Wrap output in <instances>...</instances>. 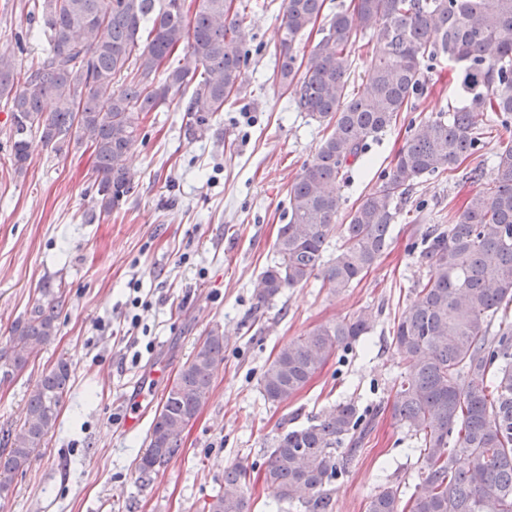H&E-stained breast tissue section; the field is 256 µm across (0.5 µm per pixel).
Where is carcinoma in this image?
Masks as SVG:
<instances>
[{
    "label": "carcinoma",
    "mask_w": 512,
    "mask_h": 512,
    "mask_svg": "<svg viewBox=\"0 0 512 512\" xmlns=\"http://www.w3.org/2000/svg\"><path fill=\"white\" fill-rule=\"evenodd\" d=\"M234 0H40L45 56L25 70L0 56V101L10 112L11 161L29 160L28 136L59 153L70 145L92 150L96 205L109 213L132 189L127 157L143 115L157 112L171 91L202 71L187 101L188 131L241 94L247 60L246 13ZM352 11L326 18L321 38L298 60L294 44L322 16L325 0H287L277 76L297 111L324 126L325 135L288 192L286 223L263 269L257 299L310 278L340 295L359 283L390 247L391 225L414 186L455 165L482 157L486 129L512 118V0H351ZM380 44L366 87L349 89L350 46L358 37ZM181 52L177 65L168 64ZM448 58L465 104L430 118L406 140L381 182L342 225L336 256L324 262L336 233V183L361 161L368 141L396 125L423 94L421 61ZM50 99L54 110L44 111ZM493 186L467 196L446 224L415 229L426 279L410 289L411 303L393 324L391 346L406 372L394 382V416L414 433L418 483L409 497L387 486L366 512H483L497 504L512 512V140L495 152ZM61 294L45 289L10 343L12 370L57 335ZM369 331L361 313L318 324L281 345L263 370V398L282 403L305 388L337 351ZM224 361V331L210 328L166 388L140 458L145 477L182 447V433L209 398ZM70 364L61 359L31 391L16 429L0 432V499L30 465L54 429L69 390ZM371 419L349 401L305 426L278 433L261 477L281 499L308 512H331L332 485L366 438ZM250 472L233 465L203 512H247Z\"/></svg>",
    "instance_id": "1"
}]
</instances>
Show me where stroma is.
Listing matches in <instances>:
<instances>
[{
    "label": "stroma",
    "instance_id": "obj_1",
    "mask_svg": "<svg viewBox=\"0 0 512 512\" xmlns=\"http://www.w3.org/2000/svg\"><path fill=\"white\" fill-rule=\"evenodd\" d=\"M32 5L0 0V54L22 68L47 48ZM285 10L286 0H248L243 98L225 105L201 135L185 133L184 96L147 113L129 157L133 189L109 213L92 201L89 149L59 155L35 135L26 171L15 173L0 104V366L11 359L15 323L29 316L43 288L62 293L54 341L23 370L0 378V430L21 424L30 392L59 358L71 365L56 428L15 475L0 512H203L233 465L253 476L250 512H305L280 501L260 476L272 439L349 399L379 415L333 485V512H366L386 483H413V441L392 415L393 383L405 366L390 341L414 281L429 267L408 244L417 225L437 223L492 184L494 153L512 139V122L487 135L480 178L462 168L414 187L387 254L354 288L336 295L313 278L259 304L254 284L273 258L288 191L324 134L289 108L276 74ZM422 72L425 91L414 110L402 113L338 183L337 223L377 185L422 122L461 105L447 59L424 61ZM136 296L142 304L135 308ZM360 311L369 314L370 330L352 351L330 357L288 402L264 401L259 378L282 344ZM216 325L224 331V360L209 399L185 429L181 452L141 481L139 460L165 389ZM139 394L144 419L125 427V404Z\"/></svg>",
    "mask_w": 512,
    "mask_h": 512
}]
</instances>
